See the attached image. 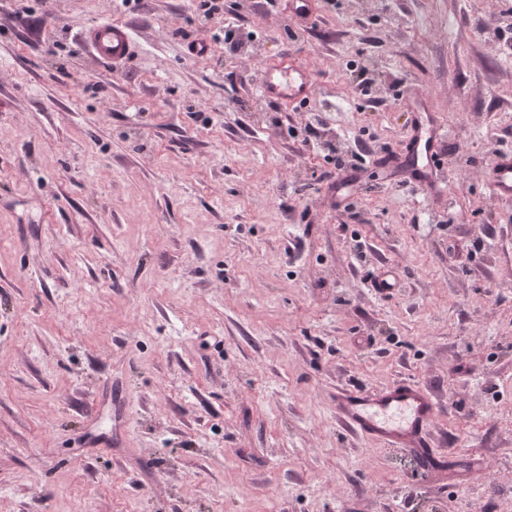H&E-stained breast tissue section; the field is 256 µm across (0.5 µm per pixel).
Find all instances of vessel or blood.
<instances>
[{
	"mask_svg": "<svg viewBox=\"0 0 512 512\" xmlns=\"http://www.w3.org/2000/svg\"><path fill=\"white\" fill-rule=\"evenodd\" d=\"M81 45L96 61L120 64L131 55L134 43L130 27L119 21L84 25ZM259 98L292 107L310 99L317 86L312 72L291 56L269 61L255 84ZM444 127L435 117H419L407 145L414 160L412 178L417 184L438 187L441 183L438 156ZM488 178L493 194L512 200V151L497 152ZM336 413L349 430L374 438L389 448H412L420 470L429 469L434 458L424 434L438 406L422 386L400 381L369 390L354 388L336 397Z\"/></svg>",
	"mask_w": 512,
	"mask_h": 512,
	"instance_id": "vessel-or-blood-1",
	"label": "vessel or blood"
}]
</instances>
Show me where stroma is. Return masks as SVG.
<instances>
[{"label":"stroma","instance_id":"35a3bbf8","mask_svg":"<svg viewBox=\"0 0 512 512\" xmlns=\"http://www.w3.org/2000/svg\"><path fill=\"white\" fill-rule=\"evenodd\" d=\"M202 2L0 0V512H512V200L485 179L512 0H317L306 25ZM108 20L135 37L116 68L76 39ZM285 54L304 106L253 92ZM420 105L441 191L370 160L406 156ZM336 157L363 184L340 207ZM400 379L452 470L339 428L337 388ZM113 384L115 432L83 413Z\"/></svg>","mask_w":512,"mask_h":512}]
</instances>
